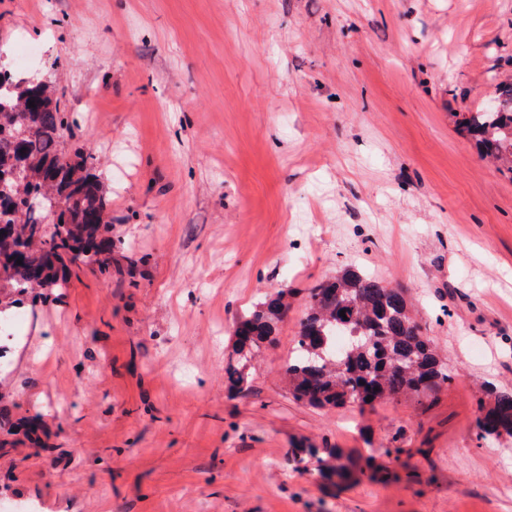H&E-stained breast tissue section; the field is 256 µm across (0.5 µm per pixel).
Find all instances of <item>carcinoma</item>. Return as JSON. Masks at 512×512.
I'll use <instances>...</instances> for the list:
<instances>
[{
  "instance_id": "carcinoma-1",
  "label": "carcinoma",
  "mask_w": 512,
  "mask_h": 512,
  "mask_svg": "<svg viewBox=\"0 0 512 512\" xmlns=\"http://www.w3.org/2000/svg\"><path fill=\"white\" fill-rule=\"evenodd\" d=\"M492 99L497 107L472 113L464 129L512 173V83H498ZM72 137L51 83L0 71V184L9 190L0 194V292L63 288L69 263L105 270L103 257L112 253L111 203L89 173L92 155L64 148ZM285 297L284 290L267 294L236 322L224 366L230 395L244 390L245 362L273 343L288 313ZM285 373L293 398L319 408L362 407L368 397L427 398L452 380L411 315L405 290L355 269L310 289L297 355ZM477 429L483 439L512 438V390H495L491 402H480ZM307 455L317 457L322 476L343 474L338 450H292L298 464Z\"/></svg>"
}]
</instances>
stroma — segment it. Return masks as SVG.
<instances>
[{"mask_svg": "<svg viewBox=\"0 0 512 512\" xmlns=\"http://www.w3.org/2000/svg\"><path fill=\"white\" fill-rule=\"evenodd\" d=\"M6 66L51 80L112 190L107 269L24 296L0 361L19 512H512V174L462 122L512 81V0H0ZM405 289L448 361L432 397L293 400L308 292ZM289 292L231 396L236 319ZM334 448L323 479L291 450ZM491 402L481 401L477 429L482 439L512 438V390L491 391Z\"/></svg>", "mask_w": 512, "mask_h": 512, "instance_id": "1", "label": "stroma"}]
</instances>
